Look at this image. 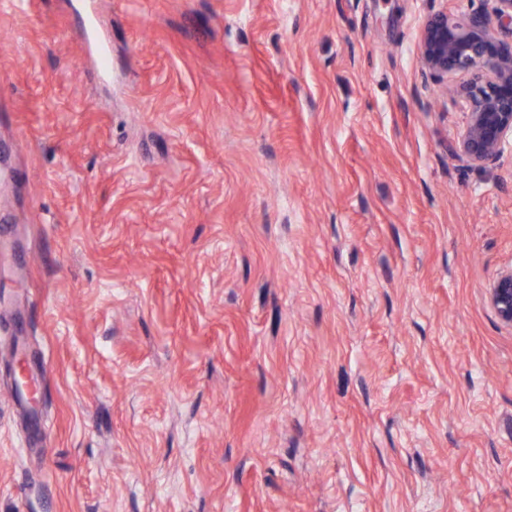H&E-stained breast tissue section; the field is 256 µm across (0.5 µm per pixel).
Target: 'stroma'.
Segmentation results:
<instances>
[{"mask_svg":"<svg viewBox=\"0 0 512 512\" xmlns=\"http://www.w3.org/2000/svg\"><path fill=\"white\" fill-rule=\"evenodd\" d=\"M0 0V512H512V148L433 11ZM26 358L36 406L18 402ZM94 3V0L81 1V8L87 23V41L90 51L97 58L99 71L102 74H107L110 68L106 37L96 17ZM485 298L498 320L512 328V265L503 269L488 285Z\"/></svg>","mask_w":512,"mask_h":512,"instance_id":"35a3bbf8","label":"stroma"}]
</instances>
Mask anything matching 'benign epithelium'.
I'll return each mask as SVG.
<instances>
[{"label": "benign epithelium", "instance_id": "benign-epithelium-1", "mask_svg": "<svg viewBox=\"0 0 512 512\" xmlns=\"http://www.w3.org/2000/svg\"><path fill=\"white\" fill-rule=\"evenodd\" d=\"M484 10L458 14L446 8L429 14L420 31L424 71L446 82L462 78L454 91L468 114L455 149L465 165H487L512 145V0H492ZM498 320L512 328V266L485 291Z\"/></svg>", "mask_w": 512, "mask_h": 512}]
</instances>
